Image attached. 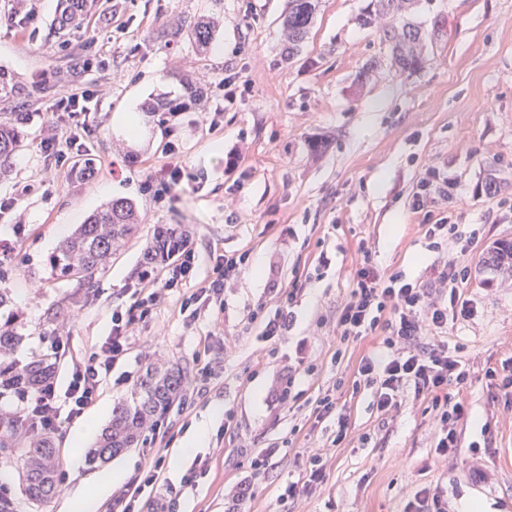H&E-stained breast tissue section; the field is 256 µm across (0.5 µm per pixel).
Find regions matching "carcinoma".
Returning <instances> with one entry per match:
<instances>
[{
	"label": "carcinoma",
	"instance_id": "obj_1",
	"mask_svg": "<svg viewBox=\"0 0 512 512\" xmlns=\"http://www.w3.org/2000/svg\"><path fill=\"white\" fill-rule=\"evenodd\" d=\"M88 0H61L56 19L58 30L75 28L82 24ZM374 9L358 17L362 27H372L377 17L391 15L395 24L384 31L391 48V62L403 72L413 73L425 63L424 35L421 27L406 18L417 0H373ZM318 7V0H288V12L282 20V35L288 57L296 55L306 39ZM190 35L203 50L212 39L210 21L200 19L190 26ZM20 112L0 119V175L10 170L12 157L22 142L19 124ZM140 215L129 200H114L94 214L67 239L61 242L51 256L52 272L59 278L76 279L93 287L94 277L104 262L112 257V250L131 239L138 230ZM187 241L181 227L164 224L157 230L144 252V267L157 268L168 262L176 249ZM485 266L512 275V241L502 240L493 246L484 260ZM20 323L10 319L0 323V395L35 391L54 377V364L48 359L26 363L12 361L11 353L22 340ZM183 381L177 371H146L137 382L130 397L112 408V419L98 445L90 449L86 462L96 467L131 448L144 444V427L154 425L172 406L182 392ZM0 448H18L21 460L19 489L31 504L52 498L58 456L54 437L49 433H35L28 429L23 413L17 412L0 419Z\"/></svg>",
	"mask_w": 512,
	"mask_h": 512
}]
</instances>
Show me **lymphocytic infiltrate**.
Masks as SVG:
<instances>
[{"label":"lymphocytic infiltrate","instance_id":"1","mask_svg":"<svg viewBox=\"0 0 512 512\" xmlns=\"http://www.w3.org/2000/svg\"><path fill=\"white\" fill-rule=\"evenodd\" d=\"M90 93L65 92L52 107L46 135L40 142L45 157L62 159L59 148L62 118H76L87 109ZM247 255H217L206 286L183 297L181 310L206 308L220 303L226 280L247 265ZM196 274L195 252L183 247L176 261L166 268L157 288L135 287L134 300L125 310L112 313V332L82 362L73 368L66 388L56 384L19 395L18 400L31 426L38 431H54L62 422L81 418L95 401L99 385L126 356L133 324L150 319L156 307L171 292L180 290ZM466 270L447 264L439 275V297H432L418 281L400 274H381L371 256H364L353 274L349 297L336 314L340 341L380 335L382 355L362 357L355 386L373 391V405L381 414L398 406L405 391L431 398L437 455H459L456 427L467 409L463 402L451 401L448 387L464 383L468 377L457 353L448 349L440 335L449 321L471 316L473 307L462 297L459 283Z\"/></svg>","mask_w":512,"mask_h":512}]
</instances>
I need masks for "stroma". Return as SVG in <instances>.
Here are the masks:
<instances>
[{"label": "stroma", "mask_w": 512, "mask_h": 512, "mask_svg": "<svg viewBox=\"0 0 512 512\" xmlns=\"http://www.w3.org/2000/svg\"><path fill=\"white\" fill-rule=\"evenodd\" d=\"M370 3L321 0L291 58L281 36L288 0H98L87 26L60 33L52 28L57 0H0V70L22 88L0 101V113L27 115L12 174L0 179V202L19 186L33 187L14 209H0V239L12 243L0 250V288L10 296L0 313L22 324L16 358L42 357L47 339L60 337L55 380L66 386L73 365L109 336L113 311L131 303L156 225L190 232L195 280L134 326L120 365L130 382L103 385L87 411L106 427L113 404L129 397L148 367L179 368L184 401L171 406L161 429L146 432L162 460L141 447L110 462L128 477L161 462L162 481L141 512H403L419 487L441 491L450 512H461L468 498L484 512H512V407L485 376L490 368L512 375V279L480 264L493 242L512 240V0H419L413 20L427 54L415 73L391 67L381 28L359 26ZM16 12L27 16L26 27L15 26ZM200 17L216 25L203 52L179 32ZM86 57L90 68H76ZM185 77L200 93L190 111L163 121L145 112L157 95L182 96ZM68 90L90 92L93 101L79 123H67L77 152L59 163L46 160L40 141L45 110ZM130 109L142 130L136 140L113 121ZM173 153L190 178L161 200L143 184L166 180ZM87 158L89 176L79 170ZM431 170L447 181L448 194L427 216L475 231L473 243L430 247L427 216L412 200ZM117 199L138 208L134 238L93 287L57 278L49 260L59 242ZM365 249L385 274L432 289L446 262L469 272L460 289L474 312L449 322L447 333L449 345H462L469 371L464 384L448 387L468 408L457 426L465 449L457 459L434 452L429 398L405 392L384 417L369 390L353 391L359 361L377 349V337L336 355V309ZM244 252L249 263L226 281L223 306L196 319L181 314L182 295L203 286L214 254ZM281 288L296 291L294 324L265 342L251 315L261 305L274 310ZM292 369L312 399L341 384L350 423L341 447L331 444L334 419L317 424L309 407L274 404ZM201 421L207 437L189 449ZM71 428L65 421L56 432L59 491L36 506L19 491L16 456L0 450V494L15 512H69L89 489L95 473L80 464L85 450L70 443ZM270 447L264 475L254 477L252 461ZM318 448L325 483L281 501L282 487L302 480ZM202 465L208 476L183 487L187 471ZM478 470L488 480L475 481Z\"/></svg>", "instance_id": "1"}]
</instances>
